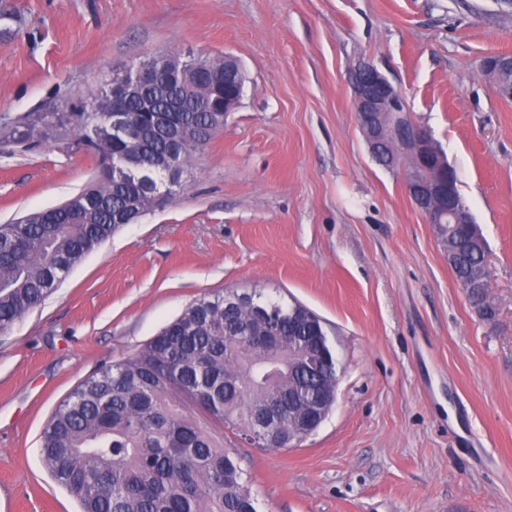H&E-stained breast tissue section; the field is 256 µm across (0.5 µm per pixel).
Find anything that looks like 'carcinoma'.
Masks as SVG:
<instances>
[{
	"instance_id": "carcinoma-1",
	"label": "carcinoma",
	"mask_w": 512,
	"mask_h": 512,
	"mask_svg": "<svg viewBox=\"0 0 512 512\" xmlns=\"http://www.w3.org/2000/svg\"><path fill=\"white\" fill-rule=\"evenodd\" d=\"M188 76L139 89L124 100L135 138L114 141L106 114L115 103L113 84L77 112L38 114L0 129L18 143L40 144L71 131L97 159L98 179L63 205L0 224V332L42 304L63 279L114 234L116 214L130 197L139 211L156 207V187L133 190L119 180L124 155L144 157L172 146L157 117L172 101L177 120L198 127L182 144L184 164L221 125L212 123L205 102L213 99L205 75L221 59L183 60ZM484 252L472 247L450 263L460 285L475 276ZM277 336L276 348H256L243 337ZM319 365L336 356L321 319L303 305L260 291L248 301L226 291L203 296L152 337L134 355L82 379L62 399L41 436L42 461L53 479L81 504V512H259L244 459L224 444V431L247 441L253 414L273 409L295 392L309 399L315 376L297 373L288 358V337ZM300 413L278 419L284 435L298 431Z\"/></svg>"
}]
</instances>
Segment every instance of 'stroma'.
<instances>
[{"label":"stroma","mask_w":512,"mask_h":512,"mask_svg":"<svg viewBox=\"0 0 512 512\" xmlns=\"http://www.w3.org/2000/svg\"><path fill=\"white\" fill-rule=\"evenodd\" d=\"M236 57L240 107L184 192L124 226L0 333V512H79L43 428L100 367L205 295L260 290L325 322L337 401L298 447L239 445L262 512H512V54L497 0H0V127L69 112L146 54ZM372 61L455 168L494 320L373 160L346 71ZM75 139L0 140V224L96 180Z\"/></svg>","instance_id":"1"}]
</instances>
